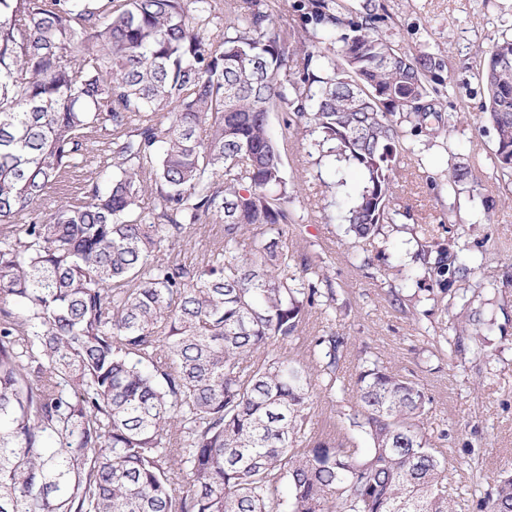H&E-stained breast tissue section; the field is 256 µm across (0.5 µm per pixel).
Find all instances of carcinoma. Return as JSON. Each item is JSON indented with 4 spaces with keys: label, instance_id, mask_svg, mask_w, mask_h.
I'll return each mask as SVG.
<instances>
[{
    "label": "carcinoma",
    "instance_id": "obj_1",
    "mask_svg": "<svg viewBox=\"0 0 512 512\" xmlns=\"http://www.w3.org/2000/svg\"><path fill=\"white\" fill-rule=\"evenodd\" d=\"M301 8L296 38L260 0H0V512H459L419 383L362 368L345 447L311 436L345 340L279 352L321 292L283 242L270 114L359 170L358 239L395 223L399 150L453 122L441 61L380 36L377 0ZM479 76L512 176V37ZM210 221L224 241L180 262ZM420 256L438 299L452 245ZM477 508L512 512V469Z\"/></svg>",
    "mask_w": 512,
    "mask_h": 512
}]
</instances>
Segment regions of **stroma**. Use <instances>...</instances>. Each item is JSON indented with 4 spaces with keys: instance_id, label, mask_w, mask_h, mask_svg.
Returning <instances> with one entry per match:
<instances>
[{
    "instance_id": "1",
    "label": "stroma",
    "mask_w": 512,
    "mask_h": 512,
    "mask_svg": "<svg viewBox=\"0 0 512 512\" xmlns=\"http://www.w3.org/2000/svg\"><path fill=\"white\" fill-rule=\"evenodd\" d=\"M380 35L411 53L438 54L452 75L439 108L464 113L447 136L402 152L394 225L367 240L345 233L343 191L302 135L286 132L292 113L275 112L299 223L286 230L298 260L319 267L333 311L315 305L288 353L306 360L313 337L345 338L339 386L352 390L364 362L403 375L425 390L426 431L448 458V492L474 499L498 471L512 468V177L495 158L497 133L484 112L478 77L485 52L512 35V0H379ZM463 174L456 189L448 180ZM450 240L458 252L448 292L423 289L422 244ZM312 432L347 442L335 395L314 391Z\"/></svg>"
}]
</instances>
